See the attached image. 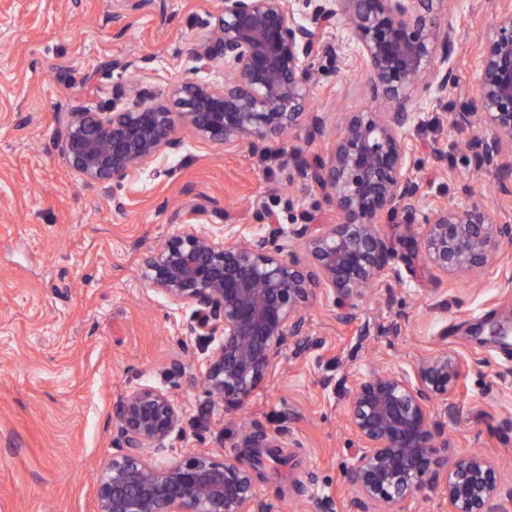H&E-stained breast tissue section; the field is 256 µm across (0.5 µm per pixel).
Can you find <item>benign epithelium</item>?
Wrapping results in <instances>:
<instances>
[{
  "label": "benign epithelium",
  "mask_w": 512,
  "mask_h": 512,
  "mask_svg": "<svg viewBox=\"0 0 512 512\" xmlns=\"http://www.w3.org/2000/svg\"><path fill=\"white\" fill-rule=\"evenodd\" d=\"M305 21L292 0H220L210 30L198 37L194 71L224 61L229 78L214 87L192 78L169 97L145 94L110 112L79 108L57 128V148L91 183L121 181L181 147L187 123L204 141L236 147L280 138L305 125L322 131L310 106L315 61L344 54L323 34L344 23L370 87L385 97L381 112H346L327 156L293 159L295 176L328 193L336 223L290 229L267 214L258 231L226 240L186 227L141 260L143 277L165 299L194 309L184 335L215 320L224 336L198 365L208 393L226 408L243 406L275 374L278 362L307 333L306 309L318 290L347 322L365 285L398 278L382 224L402 215L415 221L421 186L407 134L413 99L448 98L458 84L450 64L460 27L443 23L454 0H306ZM475 85L450 104L454 125L476 130L477 165L512 169V3L482 38ZM404 239L407 256L444 277L482 273L512 225L484 205L438 201ZM464 359L441 349L413 374L378 372L349 398L346 426L358 442L352 454L347 512H403L413 494L429 489L448 512H493L504 487L496 462L483 453L448 457L451 396ZM443 407V416L434 406ZM183 411L168 393L141 385L128 393L115 423L117 451L100 469L97 512H271L252 469L232 455L216 459L188 451L158 462ZM244 448L279 447L256 429Z\"/></svg>",
  "instance_id": "benign-epithelium-1"
}]
</instances>
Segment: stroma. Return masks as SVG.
Wrapping results in <instances>:
<instances>
[{"mask_svg": "<svg viewBox=\"0 0 512 512\" xmlns=\"http://www.w3.org/2000/svg\"><path fill=\"white\" fill-rule=\"evenodd\" d=\"M218 0H0V512H96L99 467L116 448L113 425L122 399L149 384L183 408L159 460L196 450L239 457L256 467L273 512H322L350 497L348 398L374 370L412 372L445 348L465 361L451 397L448 441L456 455L483 452L501 468L512 512V347L480 323H512V244H503L480 277L446 279L399 258L398 278L373 287L336 318L332 296L308 309V341L288 349L275 374L237 409L214 401L196 378L206 339H183L191 308L172 305L144 281L140 260L183 228L191 212L225 233L258 228L267 207L286 226L332 224L326 194L302 184L288 162L295 150L325 154L341 113L382 111L353 55L324 58L311 106L323 135L299 129L283 139L227 149L199 139L189 125L177 154L121 182L88 184L56 147L59 113L78 106L108 112L136 93H165L191 74L220 85L224 64L194 72L197 38ZM461 42L451 63L459 90L480 65L479 43L496 4L459 0ZM134 61L114 70L113 60ZM409 130L422 203L484 204L512 224V199L500 183L512 172L475 168L470 129L452 124L434 97L414 102ZM471 195H463L461 183ZM184 370L171 372L173 360ZM275 435V456L254 462L240 429ZM315 483H307V472Z\"/></svg>", "mask_w": 512, "mask_h": 512, "instance_id": "obj_1", "label": "stroma"}]
</instances>
